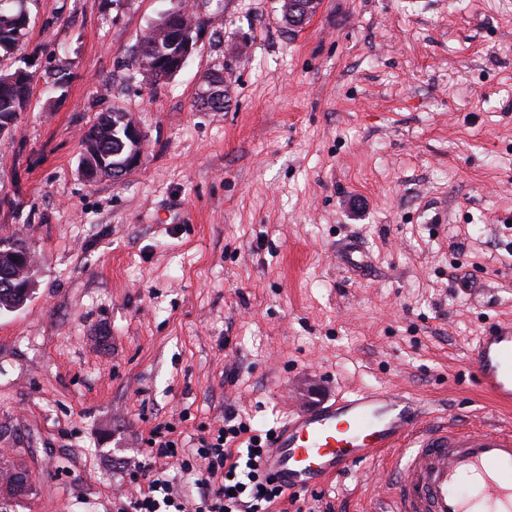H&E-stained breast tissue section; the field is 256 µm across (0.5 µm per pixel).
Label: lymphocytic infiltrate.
Returning <instances> with one entry per match:
<instances>
[{
  "instance_id": "obj_1",
  "label": "lymphocytic infiltrate",
  "mask_w": 512,
  "mask_h": 512,
  "mask_svg": "<svg viewBox=\"0 0 512 512\" xmlns=\"http://www.w3.org/2000/svg\"><path fill=\"white\" fill-rule=\"evenodd\" d=\"M266 451V441L249 434L238 413L227 409L223 424L193 451L202 470L194 506H187L174 483L151 463L141 461L137 467L147 489L129 499V512H274L285 490L261 466Z\"/></svg>"
}]
</instances>
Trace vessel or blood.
<instances>
[{"label": "vessel or blood", "instance_id": "1", "mask_svg": "<svg viewBox=\"0 0 512 512\" xmlns=\"http://www.w3.org/2000/svg\"><path fill=\"white\" fill-rule=\"evenodd\" d=\"M467 368L497 403L511 406L512 324L482 333ZM385 449L399 471L387 491L391 512H512V427L438 423L392 389L289 413L263 467L284 489L308 491Z\"/></svg>", "mask_w": 512, "mask_h": 512}]
</instances>
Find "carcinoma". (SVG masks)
Wrapping results in <instances>:
<instances>
[{
    "label": "carcinoma",
    "mask_w": 512,
    "mask_h": 512,
    "mask_svg": "<svg viewBox=\"0 0 512 512\" xmlns=\"http://www.w3.org/2000/svg\"><path fill=\"white\" fill-rule=\"evenodd\" d=\"M6 0H0V63L13 54L15 47L28 34V14L24 8L7 10ZM203 25L187 11L183 0H177L142 38L138 47V65L153 82L172 77L180 70L177 65L180 53L172 46L174 37L185 29ZM34 75L24 74L6 66L0 67V126L8 128L26 109ZM208 94L201 105L221 110L228 102V89L224 76L213 74L208 80ZM135 123L128 113L110 107L96 117L93 125L83 135L80 168L89 179L108 177L119 179L130 169V161L142 154V135L132 129ZM21 294V282L14 280L7 267H0V310H11Z\"/></svg>",
    "instance_id": "1"
}]
</instances>
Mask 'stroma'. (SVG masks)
Instances as JSON below:
<instances>
[{"label": "stroma", "mask_w": 512, "mask_h": 512, "mask_svg": "<svg viewBox=\"0 0 512 512\" xmlns=\"http://www.w3.org/2000/svg\"><path fill=\"white\" fill-rule=\"evenodd\" d=\"M281 4L190 0L204 33L154 85L137 46L170 0H27L0 239L37 266L0 310V460L33 491L0 512H125L153 431L194 448L228 408L262 435L390 388L512 424L466 369L512 322V0H321L298 33ZM213 73L220 111L199 101ZM113 105L142 160L90 182L81 139ZM395 479L367 460L284 506L381 512Z\"/></svg>", "instance_id": "stroma-1"}]
</instances>
